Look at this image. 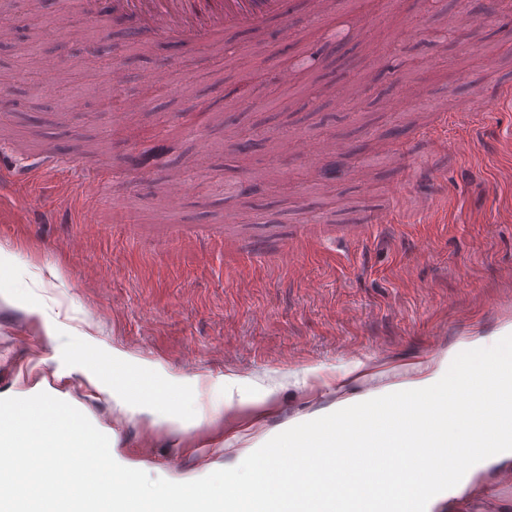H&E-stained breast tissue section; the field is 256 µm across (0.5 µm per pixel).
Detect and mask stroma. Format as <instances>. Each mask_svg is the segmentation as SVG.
<instances>
[{"instance_id":"1","label":"stroma","mask_w":512,"mask_h":512,"mask_svg":"<svg viewBox=\"0 0 512 512\" xmlns=\"http://www.w3.org/2000/svg\"><path fill=\"white\" fill-rule=\"evenodd\" d=\"M465 15L469 0H344L312 21L294 0L288 22L260 32H227L195 47L151 41L139 57L121 34L107 40L127 72L124 93L140 99L138 137L115 128L94 96L79 109L33 119L24 95L0 92V245L10 268L0 278V398L47 392L80 407L112 432L121 465L174 482L199 479L202 468H231L276 434L336 411L340 403L374 398L355 379L383 366L389 390L416 389L447 371L452 357L480 340L512 333V105H481L493 85L512 79V13H497L478 37L449 34L443 7ZM55 15L9 13L21 30L52 29L66 16L68 35L51 37L29 57L0 51V76L19 83L38 76L37 90L58 99L53 75L91 90L107 70L85 50L91 23L73 0H57ZM287 38H280V29ZM371 43L387 67L355 101L342 87L364 75ZM343 44L318 81L270 85L278 69H298L315 47ZM167 71L158 85L144 74ZM293 98L297 114L274 110ZM394 111H385L384 99ZM447 100V151L409 131L377 144L405 112H432ZM234 113L265 135L242 161L221 128L189 122L209 106ZM320 146L326 131L354 145L334 158L330 193L300 155L284 151L287 127ZM104 140L114 158L112 191L88 209L79 184L88 157L85 136ZM166 138L168 160L128 170L125 156L155 137ZM58 147L61 168L17 180L12 170ZM426 158L421 179L409 162ZM177 160L189 185L187 200L171 209L165 176ZM275 165V182L241 197L224 190L244 170ZM400 184L391 203L388 189ZM396 206L398 223L369 225L359 237H337L373 208ZM325 224L294 263L279 249L309 213ZM249 220L240 232V220ZM236 247L225 250V235ZM81 239L71 249V239ZM112 286L101 292V279ZM356 319H348V311ZM61 335L50 348L47 328ZM111 360L114 389L164 406L180 398L185 419L153 422L125 413L100 393L87 370ZM512 458L473 473L470 501L441 498L431 512H512V497L493 495Z\"/></svg>"}]
</instances>
